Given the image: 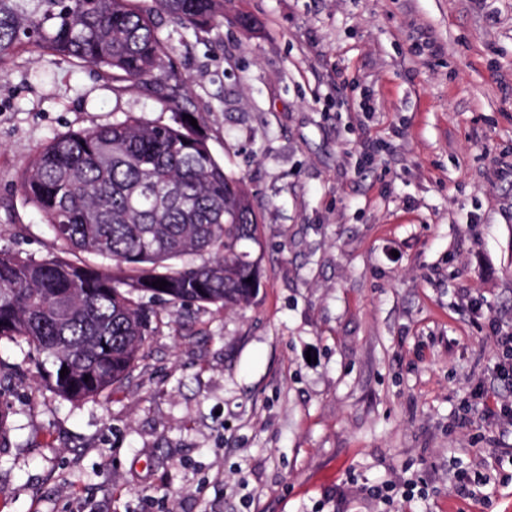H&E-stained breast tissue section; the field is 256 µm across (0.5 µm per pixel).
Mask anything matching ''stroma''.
Here are the masks:
<instances>
[{"label":"stroma","mask_w":512,"mask_h":512,"mask_svg":"<svg viewBox=\"0 0 512 512\" xmlns=\"http://www.w3.org/2000/svg\"><path fill=\"white\" fill-rule=\"evenodd\" d=\"M163 20L216 159L259 218L251 302L170 306L122 389L0 385V512H507L512 425L471 412L512 331V0H231ZM369 111H361V102ZM146 91L50 52L0 77V249L77 260L20 191L58 134ZM479 312H472L470 302ZM314 362H307V355ZM481 470V498L459 494Z\"/></svg>","instance_id":"35a3bbf8"}]
</instances>
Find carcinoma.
<instances>
[{
	"label": "carcinoma",
	"instance_id": "1",
	"mask_svg": "<svg viewBox=\"0 0 512 512\" xmlns=\"http://www.w3.org/2000/svg\"><path fill=\"white\" fill-rule=\"evenodd\" d=\"M161 15L197 30L224 20V0H0V76L16 54L48 50L176 109L186 85ZM20 185L56 241L112 263L0 250V340L41 358L45 385L63 400L125 383L159 320L149 303L226 310L259 292L260 260L244 249L257 242L249 189L181 112L168 124L126 112L57 135L25 162Z\"/></svg>",
	"mask_w": 512,
	"mask_h": 512
}]
</instances>
